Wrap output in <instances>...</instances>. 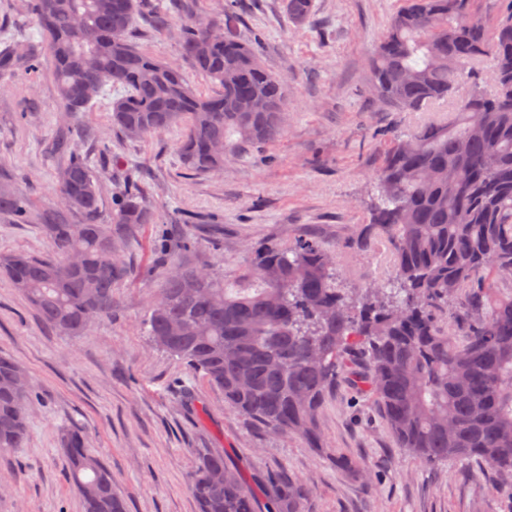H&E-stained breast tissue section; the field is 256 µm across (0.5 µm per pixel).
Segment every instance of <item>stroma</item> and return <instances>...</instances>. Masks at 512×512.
<instances>
[{
	"label": "stroma",
	"instance_id": "obj_1",
	"mask_svg": "<svg viewBox=\"0 0 512 512\" xmlns=\"http://www.w3.org/2000/svg\"><path fill=\"white\" fill-rule=\"evenodd\" d=\"M403 0H314L313 20L291 22L282 0H239L240 38H261L266 67L287 87L283 137L262 152L235 154L222 173L185 168L177 146L185 127L129 140L114 131L109 99L63 112L40 29L24 0H0V41L29 36L36 68L0 76V173L32 209L56 202V170L72 150L87 157L108 219L119 185L137 181L159 221L122 246L131 274L113 292L112 313L82 336L44 326L37 310L0 278V355L30 387L29 439L0 454V512H83L70 486L63 432L81 428L89 452L112 470L127 512H198L190 489L192 451L218 448L248 479L292 477L309 489L307 512H512L498 474L477 464L423 465L398 448L372 395L341 379L320 414L325 452L255 423L223 393L146 334L161 287V246L223 274L229 295L258 284L239 269L257 248L299 237L333 257L337 288L350 293L390 280L389 238L370 216V182L384 144L435 120L432 112H390L374 100L369 64ZM224 0H145L135 41L179 63L198 91L211 87L186 62L175 34L187 18L222 12ZM166 21L170 34L153 23ZM49 251L40 225L0 214V254Z\"/></svg>",
	"mask_w": 512,
	"mask_h": 512
}]
</instances>
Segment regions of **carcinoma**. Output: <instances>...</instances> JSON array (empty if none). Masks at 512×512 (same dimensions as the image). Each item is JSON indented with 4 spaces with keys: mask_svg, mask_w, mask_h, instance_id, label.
Returning <instances> with one entry per match:
<instances>
[{
    "mask_svg": "<svg viewBox=\"0 0 512 512\" xmlns=\"http://www.w3.org/2000/svg\"><path fill=\"white\" fill-rule=\"evenodd\" d=\"M485 20L464 17L475 0H406L371 59L369 83L389 110L421 112L452 103L445 122L393 139L375 174L372 225L390 235L397 291L374 285L357 297L332 284V256L307 237L264 246L243 269L261 287L228 295L224 278L179 259L152 301L151 342L224 392V404L264 427L324 449L319 414L340 378L372 391L398 447L422 464L477 460L512 489V294H490L486 274L512 278V0H486ZM65 112H84L121 87L112 127L144 139L183 124L187 169L224 167L232 147L261 149L284 133V82L261 58V39L236 34L238 16H199L179 29L182 56L214 91L197 93L181 68L133 39L142 0H30ZM288 19L310 22L313 0H283ZM0 53L6 72L32 58L27 36ZM489 58L494 82L458 93L466 71ZM239 135L237 144L228 138ZM59 204L42 210L51 255H0L8 279L44 325L81 336L112 314V291L129 273L121 245L155 211L134 186L99 219L100 186L85 156L59 167ZM23 221L25 199L0 175V213ZM452 333L439 318L460 303ZM29 388L0 356V452L28 439ZM68 479L84 512H127L112 471L86 448L84 433L62 436ZM190 475L199 512H255L257 492L216 448H196ZM270 512H306L302 483L270 481Z\"/></svg>",
    "mask_w": 512,
    "mask_h": 512,
    "instance_id": "carcinoma-1",
    "label": "carcinoma"
}]
</instances>
